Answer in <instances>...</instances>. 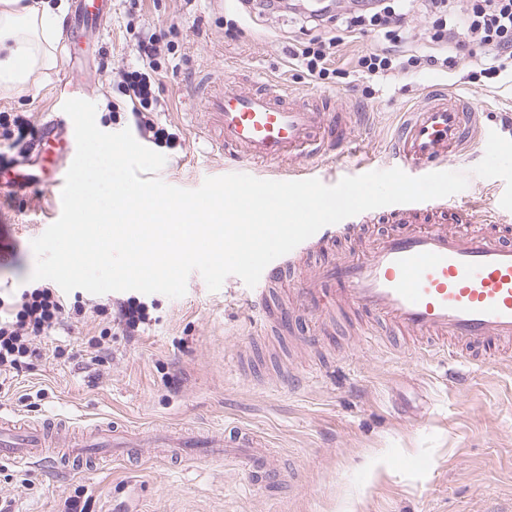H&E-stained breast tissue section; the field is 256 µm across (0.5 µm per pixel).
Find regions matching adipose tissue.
I'll return each instance as SVG.
<instances>
[{"instance_id": "ef3b65f1", "label": "adipose tissue", "mask_w": 512, "mask_h": 512, "mask_svg": "<svg viewBox=\"0 0 512 512\" xmlns=\"http://www.w3.org/2000/svg\"><path fill=\"white\" fill-rule=\"evenodd\" d=\"M55 31V13L46 2L36 9L21 0H0V85L25 83L44 62Z\"/></svg>"}]
</instances>
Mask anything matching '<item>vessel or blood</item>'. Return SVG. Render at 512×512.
Returning <instances> with one entry per match:
<instances>
[{
  "label": "vessel or blood",
  "mask_w": 512,
  "mask_h": 512,
  "mask_svg": "<svg viewBox=\"0 0 512 512\" xmlns=\"http://www.w3.org/2000/svg\"><path fill=\"white\" fill-rule=\"evenodd\" d=\"M111 15L112 0H74L62 28L64 47L81 43L85 31L104 30ZM197 92L204 98V138L212 149L237 160L272 165L279 181L306 179L315 162L353 138L345 113L327 111L318 96L283 84L209 76L201 78ZM479 124V112L462 96L434 92L408 113L392 152L420 174L444 171L449 156L470 143ZM75 154L71 118L60 109L46 113L23 155L0 165V191L62 189ZM427 211L447 216V199L395 205L387 216L394 230L378 235L364 252L315 266L298 282L296 306L270 309L266 293L282 284L284 272L305 256L374 223V214L365 211L324 226L281 262L269 264L254 300L264 329L286 334L298 318L337 309L387 322L432 354L458 350L459 364L465 368L511 347L512 226L474 208L466 213V221L486 224L487 229L463 233L441 223H423ZM146 448L159 458L176 455L199 462L236 453L246 460L253 486L269 493L280 480L268 444L241 428L143 432L101 422L81 430L62 418L35 423L0 411V458L19 466L50 462L61 468H93L111 455Z\"/></svg>",
  "instance_id": "vessel-or-blood-1"
}]
</instances>
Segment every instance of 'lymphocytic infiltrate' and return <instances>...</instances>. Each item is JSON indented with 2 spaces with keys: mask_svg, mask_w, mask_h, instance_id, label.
<instances>
[{
  "mask_svg": "<svg viewBox=\"0 0 512 512\" xmlns=\"http://www.w3.org/2000/svg\"><path fill=\"white\" fill-rule=\"evenodd\" d=\"M297 13L303 26L321 29L334 24L336 36L315 37L288 48L292 66L321 82L351 69L368 81L380 82L401 74L433 70L447 72L451 55L475 46L473 73L488 79L512 75V0H350L347 11L332 14L330 4L299 5L298 0H238L244 15H276L282 9ZM422 17L424 27L411 32L413 17ZM371 27L379 42L358 52L348 66L337 61L338 47L362 26ZM160 38L157 33L139 31L135 37L136 62L123 71L126 96L133 104L130 116L137 128L154 140L169 139L167 128L147 116L156 101L154 85L159 72L156 57ZM96 313H112L123 335H141L149 327V306L139 298L119 302L115 310L99 305ZM87 310L81 304H68L49 283H32L16 297L0 298V391L28 361L38 356L37 344L65 322L84 320Z\"/></svg>",
  "mask_w": 512,
  "mask_h": 512,
  "instance_id": "f902f5d3",
  "label": "lymphocytic infiltrate"
}]
</instances>
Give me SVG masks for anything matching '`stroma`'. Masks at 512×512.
<instances>
[{
    "mask_svg": "<svg viewBox=\"0 0 512 512\" xmlns=\"http://www.w3.org/2000/svg\"><path fill=\"white\" fill-rule=\"evenodd\" d=\"M234 11L233 0H112L107 28L87 34L74 60L53 43L51 65L22 89L0 87V113L39 126L58 108L61 82L73 79L96 104L99 129L127 128L132 103L121 72L134 61L135 29L148 26L162 37L155 93L164 109L153 118L177 136L170 145L138 138L165 155L159 178L195 189L206 178L244 172L199 139L205 115L188 103L198 73L222 66L240 79L256 72L303 93L333 96L355 138L316 173L332 186L393 168L390 143L402 113L428 86L446 82L433 71L402 74L370 95L348 75L316 83L288 61L289 45L309 40L310 32L291 16H266L250 21L240 38L229 24ZM468 60L460 51L452 70L456 92L482 110L484 130L512 139V123L501 121L512 114V86L467 83ZM484 154L478 142L449 158V166L470 174L467 188L448 198L451 215L466 206L499 208L504 181L471 173ZM53 203L43 189L24 205L0 202V241L9 247L0 259V287L28 284L36 262L31 242L49 224ZM250 294L234 275L209 291L194 272L180 298L147 295L149 330L133 341L114 334L112 353L97 371L78 357L54 360L52 351L66 344L82 349L107 327V316L56 327L42 341L41 358L0 396V407L34 421L60 414L88 426L116 420L146 430L235 422L263 435L274 451L282 468L276 494L252 487L239 461L173 465L149 457L70 473L0 460V499L11 500L14 512H62L72 496L86 500V512H499L512 504V356L480 363L465 386L455 387L444 377V357L423 356L409 344L395 348L379 325L371 327L377 343L361 346L352 330L361 317L354 313L334 320L327 336L314 318L295 336L267 334L246 306Z\"/></svg>",
    "mask_w": 512,
    "mask_h": 512,
    "instance_id": "35a3bbf8",
    "label": "stroma"
}]
</instances>
